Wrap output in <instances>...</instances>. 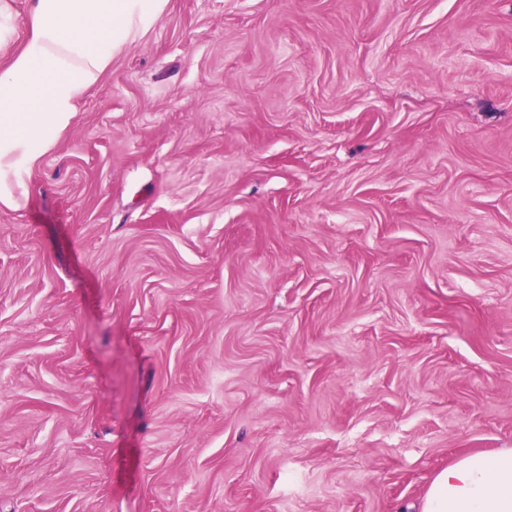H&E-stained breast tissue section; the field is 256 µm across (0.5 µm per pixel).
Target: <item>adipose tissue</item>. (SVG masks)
<instances>
[{
	"label": "adipose tissue",
	"instance_id": "ef3b65f1",
	"mask_svg": "<svg viewBox=\"0 0 512 512\" xmlns=\"http://www.w3.org/2000/svg\"><path fill=\"white\" fill-rule=\"evenodd\" d=\"M168 0H31L19 48L0 0V205L24 206L29 179L71 124L75 102ZM420 512H512V448L460 458L436 474Z\"/></svg>",
	"mask_w": 512,
	"mask_h": 512
}]
</instances>
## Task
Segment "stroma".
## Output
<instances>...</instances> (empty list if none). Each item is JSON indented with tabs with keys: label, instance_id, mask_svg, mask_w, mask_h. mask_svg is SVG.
<instances>
[{
	"label": "stroma",
	"instance_id": "stroma-1",
	"mask_svg": "<svg viewBox=\"0 0 512 512\" xmlns=\"http://www.w3.org/2000/svg\"><path fill=\"white\" fill-rule=\"evenodd\" d=\"M512 448V0H169L0 207V512H407Z\"/></svg>",
	"mask_w": 512,
	"mask_h": 512
}]
</instances>
